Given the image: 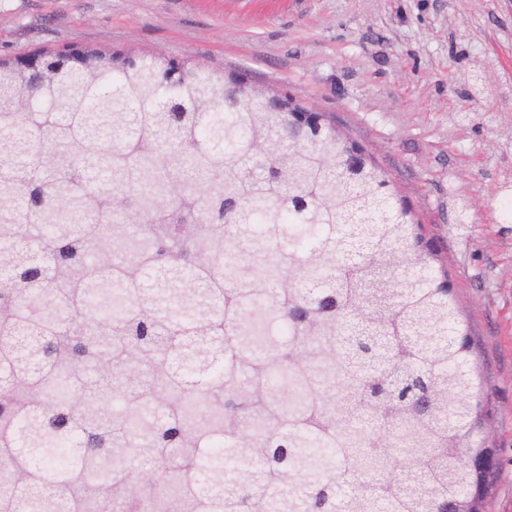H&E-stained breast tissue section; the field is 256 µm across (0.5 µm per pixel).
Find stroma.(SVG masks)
<instances>
[{
  "instance_id": "obj_1",
  "label": "stroma",
  "mask_w": 512,
  "mask_h": 512,
  "mask_svg": "<svg viewBox=\"0 0 512 512\" xmlns=\"http://www.w3.org/2000/svg\"><path fill=\"white\" fill-rule=\"evenodd\" d=\"M65 45L242 74L373 154L448 270L490 400L487 512H512V0H0V56Z\"/></svg>"
}]
</instances>
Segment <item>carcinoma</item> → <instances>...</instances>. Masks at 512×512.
<instances>
[{
  "instance_id": "obj_1",
  "label": "carcinoma",
  "mask_w": 512,
  "mask_h": 512,
  "mask_svg": "<svg viewBox=\"0 0 512 512\" xmlns=\"http://www.w3.org/2000/svg\"><path fill=\"white\" fill-rule=\"evenodd\" d=\"M45 54L0 58V512L463 498L471 347L374 157L231 73Z\"/></svg>"
}]
</instances>
